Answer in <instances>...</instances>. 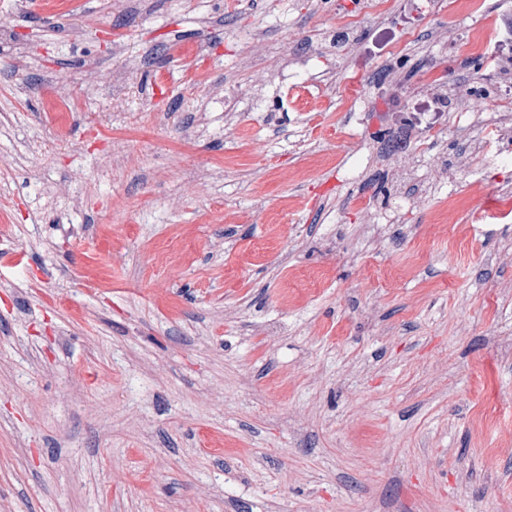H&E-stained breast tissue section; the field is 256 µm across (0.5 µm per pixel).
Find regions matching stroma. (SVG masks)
Instances as JSON below:
<instances>
[{"label": "stroma", "instance_id": "35a3bbf8", "mask_svg": "<svg viewBox=\"0 0 512 512\" xmlns=\"http://www.w3.org/2000/svg\"><path fill=\"white\" fill-rule=\"evenodd\" d=\"M377 2L0 0V512H512V142L434 132L483 156L417 202L356 137L434 72L512 91V55L428 0L393 60L414 0ZM362 64L385 85L344 111Z\"/></svg>", "mask_w": 512, "mask_h": 512}]
</instances>
